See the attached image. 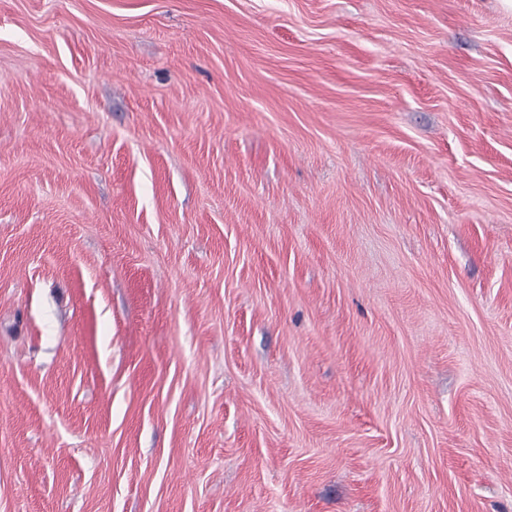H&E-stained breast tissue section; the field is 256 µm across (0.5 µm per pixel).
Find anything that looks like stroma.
I'll return each mask as SVG.
<instances>
[{
    "label": "stroma",
    "mask_w": 512,
    "mask_h": 512,
    "mask_svg": "<svg viewBox=\"0 0 512 512\" xmlns=\"http://www.w3.org/2000/svg\"><path fill=\"white\" fill-rule=\"evenodd\" d=\"M0 512H512V8L0 0Z\"/></svg>",
    "instance_id": "35a3bbf8"
}]
</instances>
